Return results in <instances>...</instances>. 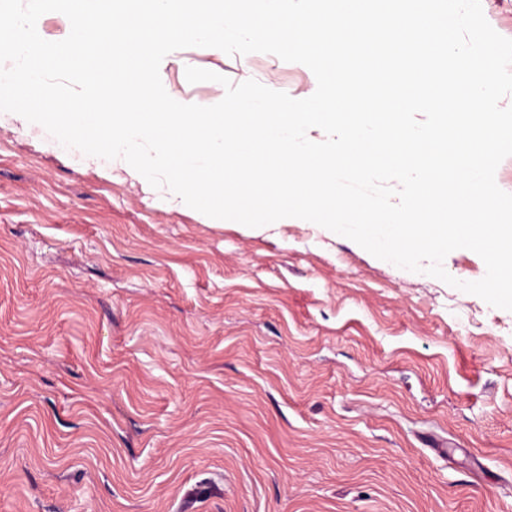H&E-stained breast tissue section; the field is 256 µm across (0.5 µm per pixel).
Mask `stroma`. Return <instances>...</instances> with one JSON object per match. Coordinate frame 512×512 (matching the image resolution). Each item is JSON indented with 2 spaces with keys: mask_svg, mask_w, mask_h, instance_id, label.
Returning <instances> with one entry per match:
<instances>
[{
  "mask_svg": "<svg viewBox=\"0 0 512 512\" xmlns=\"http://www.w3.org/2000/svg\"><path fill=\"white\" fill-rule=\"evenodd\" d=\"M296 99L275 55L186 67ZM0 112V512H512V311L316 224L169 207Z\"/></svg>",
  "mask_w": 512,
  "mask_h": 512,
  "instance_id": "stroma-1",
  "label": "stroma"
}]
</instances>
